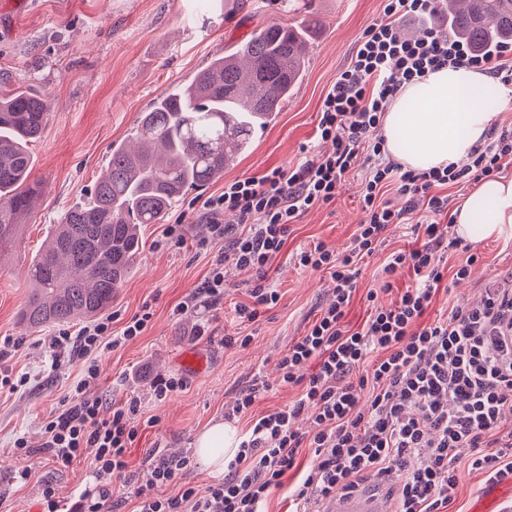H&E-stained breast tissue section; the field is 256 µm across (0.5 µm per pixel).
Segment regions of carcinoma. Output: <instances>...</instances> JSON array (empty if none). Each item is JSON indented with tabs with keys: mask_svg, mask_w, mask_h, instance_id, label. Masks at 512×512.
I'll return each instance as SVG.
<instances>
[{
	"mask_svg": "<svg viewBox=\"0 0 512 512\" xmlns=\"http://www.w3.org/2000/svg\"><path fill=\"white\" fill-rule=\"evenodd\" d=\"M433 19L479 51L512 41V0H439ZM317 24L314 16L266 23L143 113L137 145L112 148L90 200L63 214L31 262L26 328L93 320L112 306L140 254L141 225L159 223L188 191L224 177L302 79ZM49 110L36 93L0 91V252L40 195L28 144L41 137Z\"/></svg>",
	"mask_w": 512,
	"mask_h": 512,
	"instance_id": "cac0c4a2",
	"label": "carcinoma"
}]
</instances>
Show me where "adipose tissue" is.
Wrapping results in <instances>:
<instances>
[{"mask_svg":"<svg viewBox=\"0 0 512 512\" xmlns=\"http://www.w3.org/2000/svg\"><path fill=\"white\" fill-rule=\"evenodd\" d=\"M493 80L464 67L445 66L404 85L390 101L382 132L385 148L405 168L426 171L467 160L472 147L485 139L496 115L481 98ZM456 230L480 242L512 224V177L480 181L454 210ZM234 427L216 423L194 440L196 462L223 474L238 451Z\"/></svg>","mask_w":512,"mask_h":512,"instance_id":"ef3b65f1","label":"adipose tissue"}]
</instances>
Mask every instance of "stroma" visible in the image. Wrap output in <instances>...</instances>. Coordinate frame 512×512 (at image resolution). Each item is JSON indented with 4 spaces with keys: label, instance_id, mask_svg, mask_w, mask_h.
<instances>
[{
    "label": "stroma",
    "instance_id": "obj_1",
    "mask_svg": "<svg viewBox=\"0 0 512 512\" xmlns=\"http://www.w3.org/2000/svg\"><path fill=\"white\" fill-rule=\"evenodd\" d=\"M383 0H0V83L42 95L50 104L43 135L31 145L33 179L43 185L35 211L26 216L18 236L0 259V338L16 346L0 360V372L27 377L18 391L0 390V512H32L44 485H52L65 502H73L97 481L90 460L56 468L42 450V426L49 413L68 396L82 364L53 366L50 325L26 329L17 313L29 294L28 266L62 213L90 197L113 145L133 140L140 112L185 82L215 53L236 46L266 22L293 24L316 16L321 27L308 47L306 76L275 122L253 137L251 149L225 170L222 180L188 193L163 218L143 226L140 255L112 303L120 332L142 305H150L152 321L142 336L114 351L98 354L97 392L103 398L138 395V436L130 460L140 464L150 449L173 455L192 451L197 433L224 419V412L256 376L270 384L253 409L261 414L298 399L300 390L279 384L276 363L293 338L304 334L332 296L328 273L299 266L300 250L324 244L347 250L364 218L357 198L362 171L351 172L336 199L311 209L291 225L287 242L272 261L268 282L278 302L261 309L257 320L234 322L235 308L251 303L253 278L229 274L218 309L198 305L185 314L175 307L201 286L223 245L200 252L195 240L207 234L204 218L193 202L220 193L225 182L259 177L273 168L302 163L306 155L328 150L316 134L323 96L347 66L365 29L383 13ZM183 219L187 245L164 240L166 225ZM512 231L475 244L481 260L469 279H445L449 291L437 307L476 304L483 285L512 268ZM404 225L389 227L382 249L360 268L358 296L348 319L360 325L367 316L362 298L377 289V302L390 304L398 290L413 285L414 276H396L394 289L382 292L381 266L387 255L412 247ZM251 336L247 348L225 347V336ZM176 376L185 385L164 400L150 393L157 376ZM27 437L32 453L19 455L17 437ZM29 468L27 482L18 469ZM457 486L448 512H471L486 483L468 459L457 465Z\"/></svg>",
    "mask_w": 512,
    "mask_h": 512
}]
</instances>
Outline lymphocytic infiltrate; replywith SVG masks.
<instances>
[{
    "label": "lymphocytic infiltrate",
    "mask_w": 512,
    "mask_h": 512,
    "mask_svg": "<svg viewBox=\"0 0 512 512\" xmlns=\"http://www.w3.org/2000/svg\"><path fill=\"white\" fill-rule=\"evenodd\" d=\"M435 4L385 0L382 16L366 28L321 102L317 133L333 143L331 153L294 168L234 179L201 204L209 234L198 248L224 242L228 251L213 263L198 297L180 303L176 312L196 308L201 298L217 307L229 272L247 271L255 277L254 303L237 306L235 316L252 322L261 307L279 299L267 273L286 244L290 224L332 202L346 175L364 169L358 201L365 219L350 251L339 256L320 243L296 255L300 266L328 272L336 284L332 302L278 362L281 383L300 387L299 398L257 418L223 478L201 491L181 481L193 465L187 453L167 457L152 451L142 471L131 470L128 453L138 435L141 401L126 397L104 418L93 390L95 354L141 336L153 317L150 306H142L118 334L108 317L75 335L59 332L51 337V348L82 358V372L70 397L43 424L44 450L58 468L90 456L100 486L84 491L69 509L53 486H44L43 512H107L114 479L133 485L138 512H267L271 493L292 472L301 479L288 493V512H310L312 502L397 475L402 478L398 512H441L452 499L463 452H470L472 469L488 480L512 474V273L486 285L481 305L425 318L445 277L441 250L449 198L438 190L475 184L511 166L512 126L491 127L464 165L422 172L390 158L380 133L387 106L402 86L441 67L473 68L512 88V43L477 52L428 30L414 39L401 35V22L427 19ZM392 186L405 197L404 208L385 199ZM226 215L245 224V231L232 232L222 221ZM392 224L410 225L424 241L387 257L382 289L392 291V276L405 269L413 271L415 283L388 306H375V292H367L370 314L351 329L346 316L357 292V263L379 250ZM364 393L369 399L363 406ZM304 413L310 427L300 432L292 422ZM305 448L311 455L304 463Z\"/></svg>",
    "instance_id": "obj_1"
}]
</instances>
